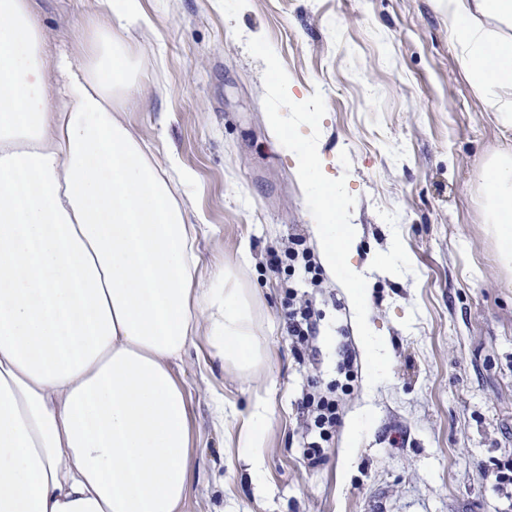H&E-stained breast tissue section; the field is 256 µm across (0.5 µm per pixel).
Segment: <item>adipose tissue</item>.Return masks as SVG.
<instances>
[{"label":"adipose tissue","instance_id":"adipose-tissue-1","mask_svg":"<svg viewBox=\"0 0 512 512\" xmlns=\"http://www.w3.org/2000/svg\"><path fill=\"white\" fill-rule=\"evenodd\" d=\"M475 87L512 128V0H439ZM79 49L45 53L32 0H0V512H180L192 468L173 367L199 338L239 374L266 357L253 298L214 271L121 119L140 0H102ZM512 265V153L484 177Z\"/></svg>","mask_w":512,"mask_h":512}]
</instances>
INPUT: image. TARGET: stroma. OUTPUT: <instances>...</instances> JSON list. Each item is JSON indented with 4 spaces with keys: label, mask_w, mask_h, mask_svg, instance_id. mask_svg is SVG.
<instances>
[{
    "label": "stroma",
    "mask_w": 512,
    "mask_h": 512,
    "mask_svg": "<svg viewBox=\"0 0 512 512\" xmlns=\"http://www.w3.org/2000/svg\"><path fill=\"white\" fill-rule=\"evenodd\" d=\"M49 52L75 51L99 0H33ZM151 22L127 35L140 92L123 119L159 163L194 182L184 196L201 269L233 271L251 289L267 346L250 376L222 368L206 342L174 367L185 388L194 468L182 512H512V270L488 231L483 175L512 148L462 65L437 0H141ZM265 36L293 101L325 94L318 153L346 176L366 278L367 323L390 376L367 382L350 297L322 276H291L292 239L316 249L297 159L264 110ZM348 153L342 166L340 153ZM251 259L243 261L241 245ZM314 291L318 365L300 362L285 328L288 291ZM350 342L357 377L340 394L326 460H301L296 402L336 377ZM224 400V426L213 419ZM271 424L252 465L238 434L256 402Z\"/></svg>",
    "instance_id": "1"
}]
</instances>
